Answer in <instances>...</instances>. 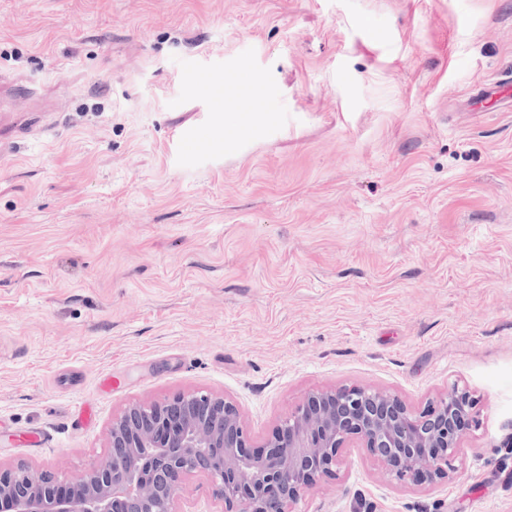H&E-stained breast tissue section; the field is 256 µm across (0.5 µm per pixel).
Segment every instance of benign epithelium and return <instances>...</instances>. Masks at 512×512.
<instances>
[{
	"mask_svg": "<svg viewBox=\"0 0 512 512\" xmlns=\"http://www.w3.org/2000/svg\"><path fill=\"white\" fill-rule=\"evenodd\" d=\"M475 407L459 387L416 412L376 388L321 389L256 449L232 402L203 391L179 394L127 406L112 419L108 460L73 482L0 466V501L12 512H173L182 478L203 474L224 512H292L306 489L336 474L341 448L354 441L390 479L436 486L452 479Z\"/></svg>",
	"mask_w": 512,
	"mask_h": 512,
	"instance_id": "obj_1",
	"label": "benign epithelium"
}]
</instances>
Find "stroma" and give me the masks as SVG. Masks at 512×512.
<instances>
[{
  "instance_id": "1",
  "label": "stroma",
  "mask_w": 512,
  "mask_h": 512,
  "mask_svg": "<svg viewBox=\"0 0 512 512\" xmlns=\"http://www.w3.org/2000/svg\"><path fill=\"white\" fill-rule=\"evenodd\" d=\"M494 74L512 0H0V464L75 480L127 404L191 391L259 447L316 389L455 385L479 425L449 482L353 444L292 510L512 512ZM183 485L175 512H224Z\"/></svg>"
}]
</instances>
